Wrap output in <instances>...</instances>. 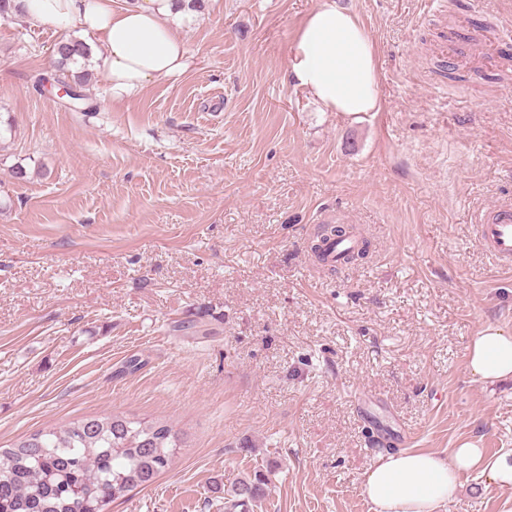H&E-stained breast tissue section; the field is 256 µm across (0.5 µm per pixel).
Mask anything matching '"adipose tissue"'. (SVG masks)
Listing matches in <instances>:
<instances>
[{
    "label": "adipose tissue",
    "instance_id": "adipose-tissue-1",
    "mask_svg": "<svg viewBox=\"0 0 512 512\" xmlns=\"http://www.w3.org/2000/svg\"><path fill=\"white\" fill-rule=\"evenodd\" d=\"M26 21L75 27L97 43L95 71L113 98L136 94L148 84L181 75L188 50L180 35L197 18L192 0H19ZM291 74L327 112L356 115L381 109L376 47L359 19L336 0H322L299 28L290 49ZM472 378L495 383L512 378V333L488 325L467 354ZM475 474L512 487V451L493 457L464 441L449 458L430 451L380 455L366 474L363 492L372 512H441Z\"/></svg>",
    "mask_w": 512,
    "mask_h": 512
}]
</instances>
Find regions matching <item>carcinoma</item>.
<instances>
[{"label":"carcinoma","instance_id":"obj_1","mask_svg":"<svg viewBox=\"0 0 512 512\" xmlns=\"http://www.w3.org/2000/svg\"><path fill=\"white\" fill-rule=\"evenodd\" d=\"M55 74L37 81H62L78 90L69 96L83 104L82 82L70 79L69 67L88 65L91 47L63 38L54 47ZM352 233L347 224H327L311 251L325 257L324 242ZM179 447L173 427L123 415L93 416L52 427L0 447V512H107V506L156 482ZM265 478L238 479L227 489L229 508L248 507L265 494Z\"/></svg>","mask_w":512,"mask_h":512}]
</instances>
